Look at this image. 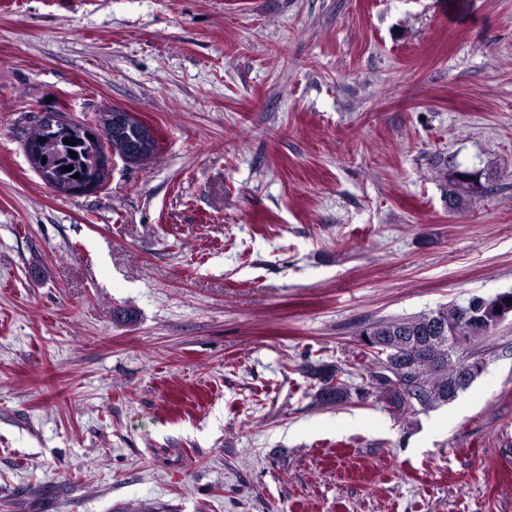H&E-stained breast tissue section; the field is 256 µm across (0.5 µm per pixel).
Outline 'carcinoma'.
<instances>
[{"label": "carcinoma", "mask_w": 512, "mask_h": 512, "mask_svg": "<svg viewBox=\"0 0 512 512\" xmlns=\"http://www.w3.org/2000/svg\"><path fill=\"white\" fill-rule=\"evenodd\" d=\"M145 131L144 122L138 119L124 127L122 141L111 139L110 130L102 123L93 129L75 122L71 130L37 125L23 147L41 150L45 159L43 167L52 174L56 184L69 185L96 176L98 158L107 143H112V151L119 154ZM69 165L73 169L63 171ZM76 173L77 180L73 178ZM439 177L448 185V197L458 203V208L466 207L477 197L473 193V172L445 167L439 170ZM490 331L485 322L466 317L461 304L441 306L415 317L382 319L369 324L360 335L379 340V347L371 351L376 359L369 379L372 395L400 414L414 411L417 405L433 408L454 400L459 394L461 369L475 361L481 362L472 355H463L456 341L469 345ZM310 375L321 383L317 397L322 403H343L351 398L348 372L342 367L313 366Z\"/></svg>", "instance_id": "1"}]
</instances>
